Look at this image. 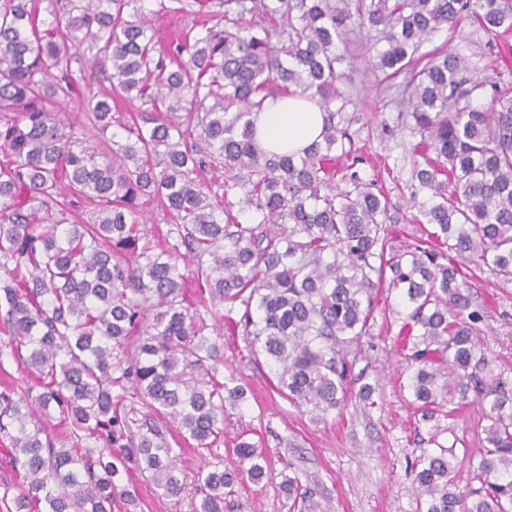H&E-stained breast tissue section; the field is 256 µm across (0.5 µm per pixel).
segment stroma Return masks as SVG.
<instances>
[{
  "label": "stroma",
  "mask_w": 512,
  "mask_h": 512,
  "mask_svg": "<svg viewBox=\"0 0 512 512\" xmlns=\"http://www.w3.org/2000/svg\"><path fill=\"white\" fill-rule=\"evenodd\" d=\"M463 37L441 30L425 43L431 51L444 46L468 58L479 76L499 77L512 83V70L500 68L495 48L483 33L461 22ZM364 39L351 36L339 71L352 79L351 111L359 116L361 130L355 139L358 155L397 160L398 165L383 186L394 202H403L405 183L412 164L408 131L395 129L403 78L383 79L368 63ZM476 304L484 308L478 336L498 370L512 377V284L500 283L489 272L472 271L466 279ZM403 315L396 291H382L370 326L362 340V356L354 366L373 385L374 405L358 395L352 383L343 415L318 418L308 409L290 403L273 388L275 378L264 358L254 357L241 329H221L219 343L223 361L219 371L245 383L250 393L241 406L227 408L224 436L211 453L199 454L184 447L179 467L188 490L181 498L165 496L162 489L137 470L121 474L120 484L137 486L140 503L135 512H200V496L192 488L194 477L206 463L231 466L237 458L232 443L245 435L267 456L268 466L260 483L244 482L233 500L237 512H289L282 489L285 476H298L302 485L314 489L329 512H416L412 462L420 439L436 435L444 446L454 448L458 483H465L468 469L477 459L484 438L482 410L473 404L457 419L436 416L422 421L408 403L403 390L404 357L395 337ZM8 335L0 332V391L37 395L35 378L24 370L7 348Z\"/></svg>",
  "instance_id": "35a3bbf8"
}]
</instances>
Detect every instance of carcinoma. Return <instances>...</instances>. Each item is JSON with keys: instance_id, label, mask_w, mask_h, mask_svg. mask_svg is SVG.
Returning <instances> with one entry per match:
<instances>
[{"instance_id": "cac0c4a2", "label": "carcinoma", "mask_w": 512, "mask_h": 512, "mask_svg": "<svg viewBox=\"0 0 512 512\" xmlns=\"http://www.w3.org/2000/svg\"><path fill=\"white\" fill-rule=\"evenodd\" d=\"M141 2L67 0L44 16L41 0H0V329L27 349L22 364L42 388L0 391V441L25 482L15 512L135 507L119 484L131 467L180 495L181 452L149 422L133 432L116 387L177 420L200 452L224 435V403L246 388L219 378V346L187 297V256L211 320H232L217 306H238L235 326L278 391L321 417L343 414L378 293L399 291L396 342L415 412L451 419L475 400L488 421L461 489L453 449L429 437L413 462L417 512H512V378L481 349L483 314L462 282L472 265L512 283V85L474 76L451 49L419 53L464 19L491 38L511 31L512 0H196L201 30L167 52ZM356 29L382 44L373 70L408 76L396 127L419 137L407 203L430 228L403 250L388 229L397 207L376 179L352 171L350 188L336 184V162H362L358 117L345 111L351 81L336 70V48ZM80 48L89 69L109 72L110 89L84 96L101 149L49 109L75 91ZM295 95L325 112L321 140L298 157L267 154L252 115ZM116 98L150 115H116ZM217 164L224 181L204 186L199 173ZM82 200L95 204L88 219L75 211ZM147 202L176 240H143ZM51 408L74 427L73 447L45 435ZM101 438L98 451L82 447ZM234 453L240 467L197 473L201 512H224L236 482L265 474L255 444L241 436ZM284 489L292 512H324L297 477Z\"/></svg>"}]
</instances>
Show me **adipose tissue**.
Listing matches in <instances>:
<instances>
[{"label":"adipose tissue","mask_w":512,"mask_h":512,"mask_svg":"<svg viewBox=\"0 0 512 512\" xmlns=\"http://www.w3.org/2000/svg\"><path fill=\"white\" fill-rule=\"evenodd\" d=\"M325 114L311 99L283 97L254 117L256 140L267 152L297 154L319 140Z\"/></svg>","instance_id":"ef3b65f1"}]
</instances>
